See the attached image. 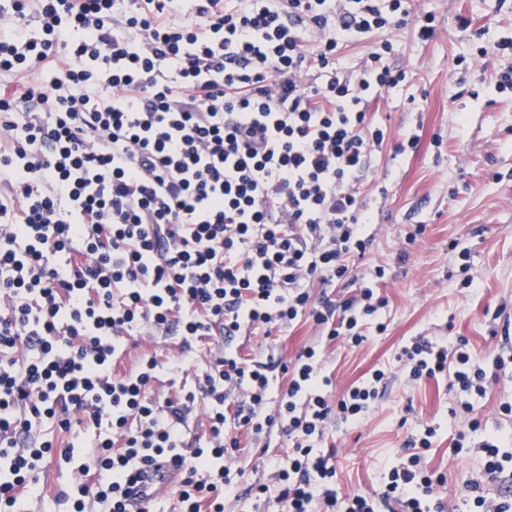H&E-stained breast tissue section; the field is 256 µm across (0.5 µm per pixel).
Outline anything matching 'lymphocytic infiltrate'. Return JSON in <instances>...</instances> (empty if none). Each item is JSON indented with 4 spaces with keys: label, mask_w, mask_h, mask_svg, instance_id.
Listing matches in <instances>:
<instances>
[{
    "label": "lymphocytic infiltrate",
    "mask_w": 512,
    "mask_h": 512,
    "mask_svg": "<svg viewBox=\"0 0 512 512\" xmlns=\"http://www.w3.org/2000/svg\"><path fill=\"white\" fill-rule=\"evenodd\" d=\"M407 0H0V512L38 492L54 448L50 421L97 451L82 465L86 497L126 512L134 470L191 447L182 512H224V458L239 432L279 424L292 450L277 476L285 512H456L435 492L427 425L404 442L380 493H347L333 454L315 453L332 420L360 423L386 373L330 402L315 347L300 352L275 414L267 365L233 351L210 362L201 392L158 408V367L112 376L124 337L178 327L185 339H232L246 327L308 316L360 345L362 318L383 306L313 302L309 287L346 277L364 254L357 187L384 132L366 98L405 81L390 41L355 73L340 44L404 23ZM410 380L450 379L451 413L482 430L488 369L465 338L419 336L398 357ZM209 401L208 439L186 441L188 402ZM483 473L502 493L469 485L471 512H512V433L484 432Z\"/></svg>",
    "instance_id": "lymphocytic-infiltrate-1"
}]
</instances>
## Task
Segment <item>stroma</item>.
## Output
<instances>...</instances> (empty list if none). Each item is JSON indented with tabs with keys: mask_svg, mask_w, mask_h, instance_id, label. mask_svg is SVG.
<instances>
[{
	"mask_svg": "<svg viewBox=\"0 0 512 512\" xmlns=\"http://www.w3.org/2000/svg\"><path fill=\"white\" fill-rule=\"evenodd\" d=\"M408 7L414 16L434 14L439 27L427 40L409 23L387 34L390 63L407 78L366 103L370 123L385 132L359 185V202L372 218L364 228L370 245L364 256L351 258L347 279L311 290L313 298L338 305L376 285L385 304L364 319L363 342H327L302 321L247 329L230 342L210 336L188 344L175 328L136 337L112 375L123 377L143 355L156 356L160 368L149 394L162 402L180 389L197 390L214 351L225 346L272 366L279 387L286 383L280 364L316 347L334 397L384 370L386 391L364 420L334 425L324 441L337 455L339 482L349 490L380 491L385 469L425 422L438 428L427 460L446 478L439 493L460 502L479 476L480 461L475 453L453 451L465 429L450 414L455 395L444 378L407 383L396 357L418 336L441 344L462 336L474 354L490 360L512 337V89L495 87L498 74L512 68V0H408ZM412 231L417 239L411 243ZM267 442L263 449L242 436L241 450L228 458L241 473L224 512H281L273 475L289 441L276 430ZM92 455L81 447L68 462L45 456L37 470L44 493L23 495L17 512H67L59 494L81 480L79 466ZM262 483L269 491L256 495Z\"/></svg>",
	"mask_w": 512,
	"mask_h": 512,
	"instance_id": "stroma-1",
	"label": "stroma"
}]
</instances>
